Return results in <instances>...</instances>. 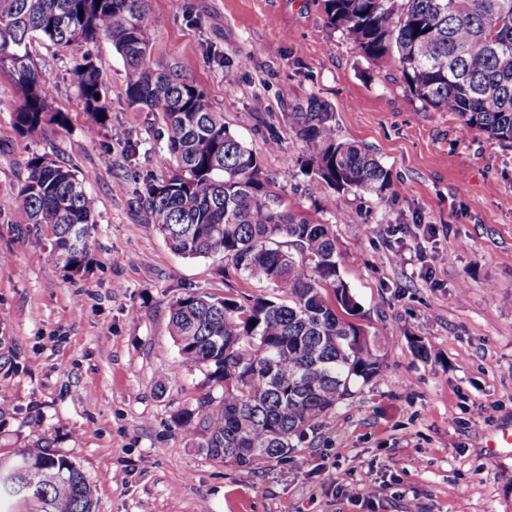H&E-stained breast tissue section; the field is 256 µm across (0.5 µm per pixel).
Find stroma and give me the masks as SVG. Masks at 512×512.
Instances as JSON below:
<instances>
[{
	"label": "stroma",
	"instance_id": "35a3bbf8",
	"mask_svg": "<svg viewBox=\"0 0 512 512\" xmlns=\"http://www.w3.org/2000/svg\"><path fill=\"white\" fill-rule=\"evenodd\" d=\"M151 56L203 90L257 154L282 209L331 225L360 324L383 372L294 453L241 469L192 447L172 421L206 391L180 366L171 303L260 294L213 259L171 251L137 197L171 165L159 114L131 107L121 58L96 49L109 126L90 138L68 54L36 43L41 89L65 126L18 133L0 67V458L43 439L77 461L97 512H512V148L423 110L401 68H376L316 0H150ZM315 95L338 137L370 150L403 192L335 191L307 169L287 112ZM263 108H256V100ZM277 148H270V141ZM79 171L97 201L92 264L68 277L15 223L26 160ZM405 254L393 264L391 251ZM432 348L414 355L413 342Z\"/></svg>",
	"mask_w": 512,
	"mask_h": 512
}]
</instances>
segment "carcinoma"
<instances>
[{"instance_id": "1", "label": "carcinoma", "mask_w": 512, "mask_h": 512, "mask_svg": "<svg viewBox=\"0 0 512 512\" xmlns=\"http://www.w3.org/2000/svg\"><path fill=\"white\" fill-rule=\"evenodd\" d=\"M327 24L377 67L395 62L423 109L453 113L461 136L479 131L512 148V0H318ZM150 0H0V66L21 92L11 112L21 134L66 117L42 96L32 44L66 49L78 40L112 43L125 68V94L157 112L173 166L144 181L140 201L177 254L212 258L237 275L266 282L270 296L237 299L192 293L170 305L181 364L205 375L208 392L173 416L197 448L250 469L288 456L306 431L357 386L382 372L381 341L355 321L358 303L340 271L327 224L280 209L259 158L233 135L196 86L151 58ZM68 71L90 134L106 125L108 102L91 50L68 58ZM288 126L311 152L315 174L334 190L383 199L396 184L369 151L336 138L331 106L309 97L288 113ZM16 218L30 242L67 275L91 265L88 241L95 200L76 172L33 154L25 163ZM0 463V498H28L36 512H95L82 466L44 445Z\"/></svg>"}]
</instances>
